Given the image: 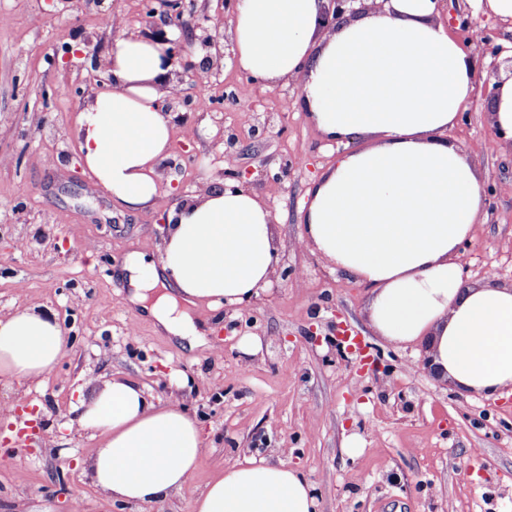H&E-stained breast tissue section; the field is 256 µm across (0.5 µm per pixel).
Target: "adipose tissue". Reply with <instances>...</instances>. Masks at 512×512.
Listing matches in <instances>:
<instances>
[{
  "mask_svg": "<svg viewBox=\"0 0 512 512\" xmlns=\"http://www.w3.org/2000/svg\"><path fill=\"white\" fill-rule=\"evenodd\" d=\"M323 11V0H238L231 22L239 68L269 86L295 81L310 120L344 147L308 191L301 242L369 288L377 335L397 347L424 344L436 376L461 391L500 393L512 387V286L463 276L457 254L485 215L484 177L445 135L475 93L472 61L437 20L434 0H386L329 33ZM165 50L116 38L104 57L109 81L78 120L96 186L132 211L155 198L169 147ZM496 83L489 118L512 143V74ZM277 263L262 202L244 189L205 188L171 213L160 261L130 256L128 301L169 336L202 347L198 306H245ZM66 352L54 317L29 307L0 316V377L39 380ZM81 408L80 427L101 438L88 473L112 501H162L197 469L202 433L179 396L157 406L116 377ZM193 512H317V498L296 469L247 457L207 485Z\"/></svg>",
  "mask_w": 512,
  "mask_h": 512,
  "instance_id": "obj_1",
  "label": "adipose tissue"
}]
</instances>
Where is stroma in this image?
<instances>
[{
  "label": "stroma",
  "mask_w": 512,
  "mask_h": 512,
  "mask_svg": "<svg viewBox=\"0 0 512 512\" xmlns=\"http://www.w3.org/2000/svg\"><path fill=\"white\" fill-rule=\"evenodd\" d=\"M439 20L477 77L512 58V22L441 0ZM0 315L33 307L67 336L56 370L36 382L0 378V449L33 421L34 447L0 463V512H192L208 483L243 455L281 460L309 480L318 512H512V391L472 396L436 381L423 346L396 347L372 330L368 288L301 245L308 190L341 150L300 106L290 81L269 87L224 58L219 74L189 84L201 112L175 106L169 153L153 204L130 212L94 184L78 144L81 109L114 39L147 37L142 0H0ZM121 19L104 27L101 17ZM26 55H18V47ZM499 55H491V48ZM251 111L227 100L225 88ZM477 90L447 137L485 175L484 223L462 245L467 281L512 284V151ZM244 185L273 215L278 270L247 305L200 307L217 339L189 350L127 304L125 259L161 257L168 218L204 185ZM347 325L358 353L326 328ZM136 322V334L126 332ZM260 336L243 355L240 338ZM125 377L161 405L181 392L202 429L204 453L182 489L153 504L112 502L92 484L98 441L78 423L79 400ZM360 436L350 456L345 444Z\"/></svg>",
  "instance_id": "35a3bbf8"
}]
</instances>
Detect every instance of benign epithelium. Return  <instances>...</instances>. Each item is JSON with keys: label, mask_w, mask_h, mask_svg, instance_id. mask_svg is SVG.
<instances>
[{"label": "benign epithelium", "mask_w": 512, "mask_h": 512, "mask_svg": "<svg viewBox=\"0 0 512 512\" xmlns=\"http://www.w3.org/2000/svg\"><path fill=\"white\" fill-rule=\"evenodd\" d=\"M355 2L357 0H328L323 16L325 28L334 29L336 24L345 19L346 14L354 12ZM145 9L147 15L154 18L151 39L167 45L166 61L182 68L183 78L179 79L178 84H183L186 77L196 84L202 75L213 76L225 56L219 32L224 15L211 17L205 14L191 27V40L198 41L205 51V56L198 63L192 60L191 51L181 40L170 38L164 30V27L175 24V19L181 16V0H146Z\"/></svg>", "instance_id": "obj_1"}]
</instances>
